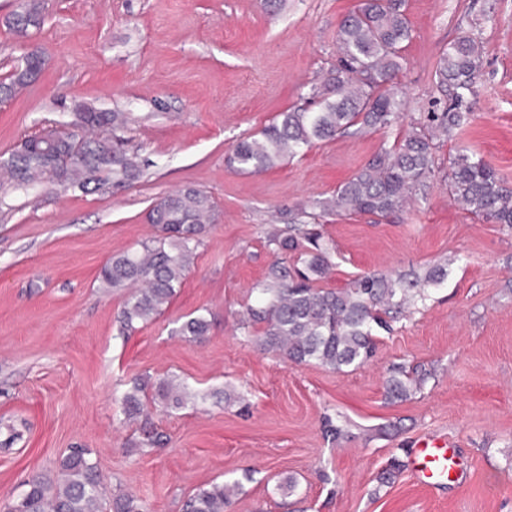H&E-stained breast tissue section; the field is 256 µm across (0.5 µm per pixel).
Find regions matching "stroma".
<instances>
[{
	"label": "stroma",
	"instance_id": "1",
	"mask_svg": "<svg viewBox=\"0 0 512 512\" xmlns=\"http://www.w3.org/2000/svg\"><path fill=\"white\" fill-rule=\"evenodd\" d=\"M359 0H46L28 37L0 0V76L36 45L38 80L0 104V155L76 103L125 113L122 131L142 174L122 189L84 194L44 184L0 198V512L36 472L55 474L88 448L103 483L138 496L146 512H181L211 482L242 478L232 512H512V229L471 214L448 192L449 159L463 143L512 187V0H407L412 38L400 80L408 117L442 100V48L470 33L483 44L474 118L436 149L439 169L403 211L327 216L336 244L328 288L367 272L448 266L425 307L380 332L363 367L332 372L262 350L241 327L274 257L265 231L331 196L408 129L315 144L267 172L242 174L226 155L282 112L304 106L336 62V33ZM207 191L217 218L172 302L130 337L116 316L126 290L98 279L116 253L154 237L157 197ZM203 312L204 342L173 333ZM422 366L420 390L388 401L392 366ZM175 376L195 405L150 419L168 437L142 448L115 392L135 376ZM345 428L327 439L325 419ZM442 437L459 471L433 486L411 476L421 439ZM294 478L286 495L278 485Z\"/></svg>",
	"mask_w": 512,
	"mask_h": 512
}]
</instances>
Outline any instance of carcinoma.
I'll list each match as a JSON object with an SVG mask.
<instances>
[{"instance_id":"cac0c4a2","label":"carcinoma","mask_w":512,"mask_h":512,"mask_svg":"<svg viewBox=\"0 0 512 512\" xmlns=\"http://www.w3.org/2000/svg\"><path fill=\"white\" fill-rule=\"evenodd\" d=\"M406 0H360L340 23L336 35V67L313 91L312 104L282 112L259 134L243 139L227 156L229 166L247 173L266 172L319 141L352 131L390 128L401 118L402 90L398 79L405 43L412 29L405 14ZM45 0H21V10L8 18V27L24 38L44 23ZM483 63L481 42L462 34L440 53L437 85L451 95L439 112H428L410 123L407 133L389 149L374 155L330 198L311 203L279 227L266 232L265 244L277 255L253 288L244 327H259L257 344L295 364H317L334 372L365 365L376 349L377 331L425 303L428 287L444 282L448 265L436 264L420 273L370 272L344 288H321L318 283L332 268L335 244L302 218L324 215L369 214L387 218L428 186L438 168L435 140L452 138L473 119L474 85ZM44 65L38 49L25 54L6 81L0 96L13 98L31 85ZM126 123L121 112L94 106L73 113L72 125L87 131L77 138L54 136L48 145L32 135L8 156H0V171L15 188L50 182L66 189L92 193L110 184L122 187L141 173L138 156L130 152L116 131ZM450 195L476 216L512 229V187L464 147L448 171ZM214 201L207 192L186 188L158 197L149 220L155 236L140 247L123 251L101 268L107 288H128L117 322L128 336L171 302L176 287L191 268L206 225L214 220ZM210 323L203 314L190 315L175 328L188 342H202ZM424 376H411L404 366L394 368L385 381V397L403 400ZM197 394L175 379L133 378L119 398L124 420L143 418L141 446L160 447L164 433L151 426L147 403L171 411L196 404ZM243 492L240 480L199 487L182 503V512H228ZM8 512H143L140 499L129 492L107 496L98 466L85 448L62 457L56 478L38 472Z\"/></svg>"}]
</instances>
